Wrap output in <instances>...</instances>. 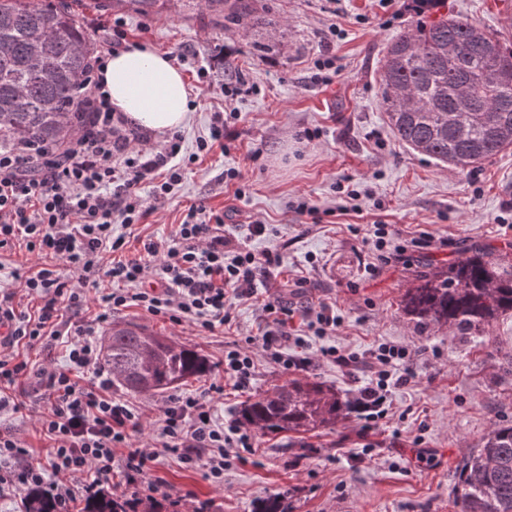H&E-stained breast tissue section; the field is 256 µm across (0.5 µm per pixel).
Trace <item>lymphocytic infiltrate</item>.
Here are the masks:
<instances>
[{
  "mask_svg": "<svg viewBox=\"0 0 512 512\" xmlns=\"http://www.w3.org/2000/svg\"><path fill=\"white\" fill-rule=\"evenodd\" d=\"M125 40L116 24L94 48L74 104L75 111L89 113L90 128L48 150L20 145L0 151V248L21 242L28 251L56 258L75 273L68 279L43 268L20 289H0V412L21 413L26 391L39 393L45 402L39 431L52 448L46 463L36 465L25 441L12 431H0V496L38 488L53 499L57 512H70L76 497L93 496L111 483L120 448L127 451L130 512H136L142 491L160 489L159 484L142 482L157 454L132 447L139 417L125 400L113 397L112 374L102 363L97 336L113 313L136 306L212 333L230 321L236 302L266 286L261 259L232 243L224 233L223 216L203 204L190 209L171 239L145 242L143 256L104 267L106 253L124 246L123 232L137 223L147 200L165 198L182 179L174 164L182 149L181 134L132 153L127 134L114 123L100 71ZM25 152L34 155V167H21L19 156ZM103 274L112 279V287H101ZM91 289L99 306L95 320L66 318V311L78 310ZM20 290L40 300L36 314L18 309ZM261 312L267 325L259 338L263 355L292 368L296 361L285 351L293 338L288 309L268 299ZM61 340L67 350L56 368L31 367L14 353L21 344L49 352ZM408 355L404 347L387 343L368 353L363 365L376 381L360 392L366 406L383 403L392 369ZM223 391L215 382L208 393L173 398L155 428V439L165 450L178 453L188 467L205 469L218 485L224 482L228 449L251 445L250 432L238 420H229L222 429L214 426L211 402Z\"/></svg>",
  "mask_w": 512,
  "mask_h": 512,
  "instance_id": "lymphocytic-infiltrate-1",
  "label": "lymphocytic infiltrate"
}]
</instances>
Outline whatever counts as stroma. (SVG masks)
Listing matches in <instances>:
<instances>
[{
    "label": "stroma",
    "instance_id": "stroma-1",
    "mask_svg": "<svg viewBox=\"0 0 512 512\" xmlns=\"http://www.w3.org/2000/svg\"><path fill=\"white\" fill-rule=\"evenodd\" d=\"M410 0H253L274 25L244 19L227 30L184 0L145 17L109 12L127 41L167 53L186 50L181 69L189 82V121L181 127L186 159L180 185L147 212L126 238L124 254H139L147 240L172 236L190 207L203 203L222 214L227 230L256 255H280L267 280L289 309L292 326L306 340L290 355L301 368L260 361L245 388L225 382L212 402L222 423L242 405L274 386L309 378L355 397L372 373L358 360L383 343L408 348L415 379L390 385L381 411H360L336 426L306 434L253 437L230 449L224 484L199 469H185L177 455L161 452L146 481L162 480L152 494L157 512H257L281 496L288 512H458L453 487L464 456L498 425L512 423V316L475 336L442 327L417 332L401 299L418 265L446 262L475 245L512 244V147L460 170L416 153L393 135L378 99L377 70L387 44L415 18ZM438 12L499 30L512 40L503 0H440ZM329 51L338 69L330 84L312 80L314 62ZM218 79L199 83L200 64ZM257 84L238 97L234 140L198 152L212 118L224 108L222 82ZM311 129L312 140L298 133ZM241 179L225 181L227 169ZM357 199L339 196L337 186ZM308 199L314 214L294 207ZM267 226L249 234L252 221ZM400 232L401 252L379 261L367 231L373 221ZM333 306L342 323L324 337L308 329L304 310ZM113 323L132 324L190 346L220 365L226 345L260 335L264 322L255 300L238 303L223 333L197 334L189 324L127 308ZM336 346L356 357L344 367L323 358Z\"/></svg>",
    "mask_w": 512,
    "mask_h": 512
}]
</instances>
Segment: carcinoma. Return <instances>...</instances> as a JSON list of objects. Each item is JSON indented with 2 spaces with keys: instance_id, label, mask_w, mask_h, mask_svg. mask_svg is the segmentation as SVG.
Here are the masks:
<instances>
[{
  "instance_id": "cac0c4a2",
  "label": "carcinoma",
  "mask_w": 512,
  "mask_h": 512,
  "mask_svg": "<svg viewBox=\"0 0 512 512\" xmlns=\"http://www.w3.org/2000/svg\"><path fill=\"white\" fill-rule=\"evenodd\" d=\"M161 0H94L106 13L129 3L144 16ZM230 28L251 15L249 0H199ZM94 34L73 0H0V148L60 143L71 132L68 106L88 71ZM512 42L466 19L422 14L386 48L378 70L380 104L394 136L409 148L461 169L512 146ZM416 326L460 336L512 314V250L474 246L454 260L427 263L402 299ZM105 366L131 393H165L213 365L193 348L130 326H114ZM350 402L317 381L292 380L247 401L243 424L262 437L304 434L348 417ZM460 512H512V425L492 430L458 471ZM24 512H56L36 490ZM86 512H126L108 494Z\"/></svg>"
}]
</instances>
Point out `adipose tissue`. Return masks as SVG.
<instances>
[{
	"instance_id": "obj_1",
	"label": "adipose tissue",
	"mask_w": 512,
	"mask_h": 512,
	"mask_svg": "<svg viewBox=\"0 0 512 512\" xmlns=\"http://www.w3.org/2000/svg\"><path fill=\"white\" fill-rule=\"evenodd\" d=\"M103 77L114 111L163 135L188 121L189 88L166 52L137 44L112 54Z\"/></svg>"
}]
</instances>
